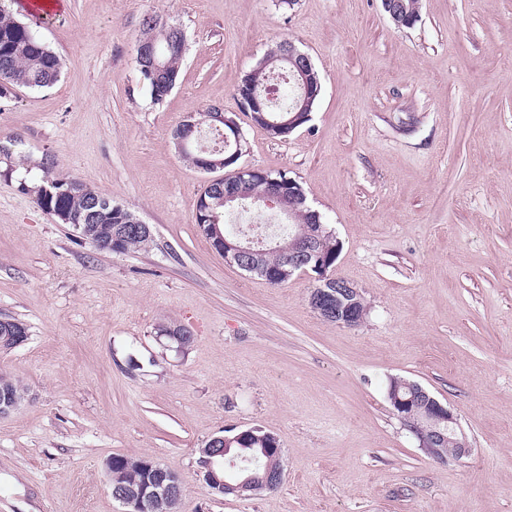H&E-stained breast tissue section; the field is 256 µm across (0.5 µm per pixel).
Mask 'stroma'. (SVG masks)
Instances as JSON below:
<instances>
[{"label": "stroma", "mask_w": 512, "mask_h": 512, "mask_svg": "<svg viewBox=\"0 0 512 512\" xmlns=\"http://www.w3.org/2000/svg\"><path fill=\"white\" fill-rule=\"evenodd\" d=\"M187 38L181 80L140 79L144 16ZM61 58L48 89L0 99L18 171L86 182L154 234L99 251L0 179V319L29 329L0 354L26 395L0 416V512H123L105 462L146 456L183 479L182 512H512V0H421L396 28L381 0H68L51 23L16 10ZM307 52L322 91L287 140L237 88L276 42ZM222 107L241 164L287 171L340 243L337 277L367 315L343 327L225 262L195 222L208 176L171 138ZM161 323L195 334L184 351ZM457 415L471 456L428 457L393 413L390 378ZM276 435L285 478L217 496L198 451L225 430Z\"/></svg>", "instance_id": "stroma-1"}]
</instances>
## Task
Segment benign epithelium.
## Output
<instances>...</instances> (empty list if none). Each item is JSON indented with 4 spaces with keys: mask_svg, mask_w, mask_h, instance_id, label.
Returning <instances> with one entry per match:
<instances>
[{
    "mask_svg": "<svg viewBox=\"0 0 512 512\" xmlns=\"http://www.w3.org/2000/svg\"><path fill=\"white\" fill-rule=\"evenodd\" d=\"M382 7L389 19L398 27H408L416 21L413 14L397 12L393 0H382ZM281 57L295 65L298 72L297 81L303 88L301 100L290 109L289 116L272 121L265 115L262 102L254 91L248 87L239 88L237 94L253 123H264L276 134L287 137L311 119V104L320 93V84L310 56L299 51L293 42L287 41L282 44ZM137 59L142 64L149 63L156 76L163 81L155 93H169L173 83L168 81L163 61L157 52V41H138ZM210 112L215 122L224 124V139L234 144L235 149L224 160H201L198 166L200 171L211 173L231 167L232 184L246 183L258 176L265 177V203L269 207L278 208L286 216L296 204H305V193L295 179H270L261 168L237 165L243 154L240 125L234 118L225 115L219 106L211 107ZM108 206L109 199L103 196L97 198L90 203V210L84 214L81 222L75 220L62 207L49 211V214L63 224L72 225L81 235L89 237L92 232L91 222L100 219ZM276 247L288 255V268L279 269V277L287 279L295 272L314 274L319 287L312 291L309 302L320 317L343 327H355L363 320V313L359 308L360 289L353 283L335 276L333 267L323 262L317 251V233L301 227L292 240L283 239L276 243ZM216 251L222 254L224 261L229 264L251 271L260 270L255 262L257 251L250 240L245 242L238 238L222 237L220 242L216 243ZM407 390V397L401 396L397 390L387 393V397L401 422L404 423L414 414L420 413L430 423V429L417 436L421 450L432 459L441 462L449 459L458 461L469 456L472 448L454 412L418 383H408ZM233 442V438L217 435L208 440L207 447L199 449L198 472L203 475L205 483L214 494L241 497L247 492L274 489L282 483L284 469L281 467L263 476L244 474L246 467L237 465L235 457L230 455ZM450 442L453 443L451 448L448 447ZM117 466L116 459L112 457L106 461L112 496L126 506V512H151L153 503L157 500L167 503L168 512H181L179 505L183 498V480L176 472L151 460L146 463L145 480L137 486H127L117 481Z\"/></svg>",
    "mask_w": 512,
    "mask_h": 512,
    "instance_id": "benign-epithelium-1",
    "label": "benign epithelium"
}]
</instances>
